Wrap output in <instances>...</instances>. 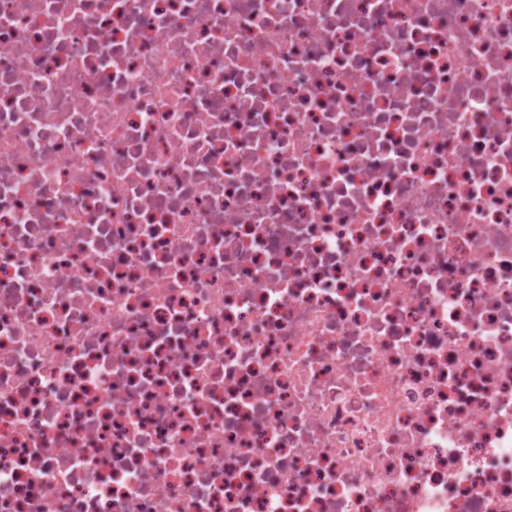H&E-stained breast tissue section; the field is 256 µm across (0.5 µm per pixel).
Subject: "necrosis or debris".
Returning <instances> with one entry per match:
<instances>
[{
	"label": "necrosis or debris",
	"mask_w": 512,
	"mask_h": 512,
	"mask_svg": "<svg viewBox=\"0 0 512 512\" xmlns=\"http://www.w3.org/2000/svg\"><path fill=\"white\" fill-rule=\"evenodd\" d=\"M0 512H512V0H0Z\"/></svg>",
	"instance_id": "obj_1"
}]
</instances>
